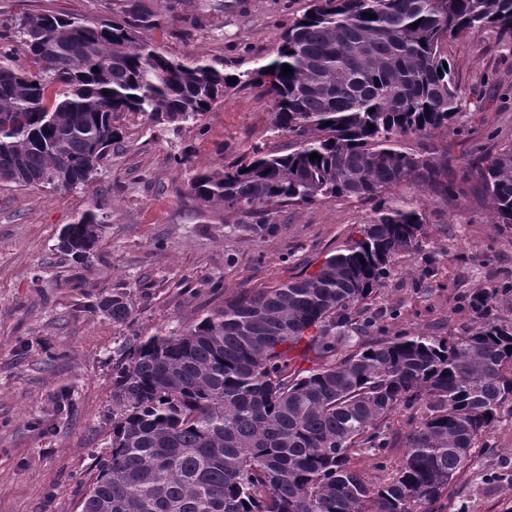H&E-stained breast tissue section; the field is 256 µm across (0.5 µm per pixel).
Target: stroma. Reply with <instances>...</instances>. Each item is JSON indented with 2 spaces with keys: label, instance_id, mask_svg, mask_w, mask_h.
<instances>
[{
  "label": "stroma",
  "instance_id": "1",
  "mask_svg": "<svg viewBox=\"0 0 512 512\" xmlns=\"http://www.w3.org/2000/svg\"><path fill=\"white\" fill-rule=\"evenodd\" d=\"M179 21L149 29L163 51L200 54L228 75L259 66L310 0H0V30L24 15L54 12L76 19L128 14L131 3ZM445 51L461 88L447 129L409 135L401 144L437 147L454 167L494 156L512 143V42L495 26L448 39ZM273 112L258 85L225 90L197 123L174 127L140 115L123 133L92 182L73 190L0 183V512H80L79 504L112 436V365L122 345L182 330L201 313L247 288L272 287L314 272L329 254L358 238L378 206L336 197L269 207L273 233L245 232L244 216L223 206L198 208L188 173L225 163L273 136ZM391 199L417 203L425 235L419 250L395 259L389 276L359 308L367 336H461L476 327L474 289L498 287L493 316L512 322V228L491 221L480 186H459L444 203L406 183ZM109 202L100 246L80 265L56 248L61 229L93 201ZM129 293L133 319L121 326L91 313L102 298ZM67 393L69 407L55 411ZM485 445L448 490L438 512H512V403ZM399 448L358 451L353 463L368 482H387Z\"/></svg>",
  "mask_w": 512,
  "mask_h": 512
}]
</instances>
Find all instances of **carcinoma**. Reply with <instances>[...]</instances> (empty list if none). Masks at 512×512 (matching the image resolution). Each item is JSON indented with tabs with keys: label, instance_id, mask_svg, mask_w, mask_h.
I'll list each match as a JSON object with an SVG mask.
<instances>
[{
	"label": "carcinoma",
	"instance_id": "cac0c4a2",
	"mask_svg": "<svg viewBox=\"0 0 512 512\" xmlns=\"http://www.w3.org/2000/svg\"><path fill=\"white\" fill-rule=\"evenodd\" d=\"M488 24L512 40V0H312L248 74L273 99L271 132L293 142L257 145L221 170L173 156L192 171L200 206L222 203L254 219L245 225L254 235L269 231L268 205L336 197L381 205L361 238L316 272L243 289L180 333L122 351L111 447L81 512H423L448 496L512 402V324L489 320L498 289L471 293L481 323L463 336L352 333L357 305L425 236L411 203L382 195L405 183L444 201L454 195L448 157L432 146L406 149L400 138L452 122L460 90L444 68V44ZM13 37L26 63L0 48V182L86 186L122 138L125 114L194 124L233 86L198 55L164 53L126 18L29 14ZM284 64L293 73L281 75ZM473 177L494 223L512 226V143L462 172ZM106 209L94 200L62 228L57 249L88 262ZM90 311L123 325L134 304L116 293ZM419 402L396 473L369 483L352 456L393 444L392 412Z\"/></svg>",
	"mask_w": 512,
	"mask_h": 512
}]
</instances>
